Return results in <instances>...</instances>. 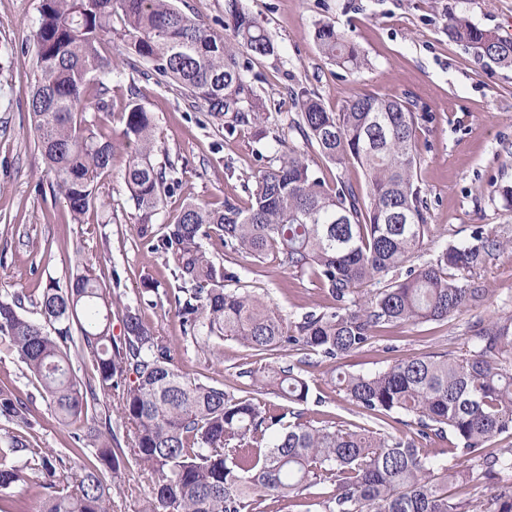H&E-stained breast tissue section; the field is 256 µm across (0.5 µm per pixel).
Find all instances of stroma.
<instances>
[{
    "label": "stroma",
    "instance_id": "stroma-1",
    "mask_svg": "<svg viewBox=\"0 0 512 512\" xmlns=\"http://www.w3.org/2000/svg\"><path fill=\"white\" fill-rule=\"evenodd\" d=\"M276 47L275 55L241 56L255 77L254 88L267 119L225 137L220 121L206 107L185 97L180 88L128 65L119 37L100 51L123 70L108 96L103 116L106 133L120 139L121 115L128 100L154 117L159 146L157 164L173 163L180 182L169 191L157 223L172 219L189 202L245 206L258 170L276 142L302 146L289 124L291 93H314L330 112L340 111L359 92L393 95L413 101L425 114L419 130L418 179L429 207L433 233L414 263L432 258L443 241H469L475 228L492 231L500 247L478 271L485 302L440 322L386 324L364 350L330 360L300 347L285 350L310 386L308 417L342 428L374 429L334 385L338 371L371 373L396 361L427 354H460L477 321L512 318V209L497 189L512 185V67L479 59L448 36L451 16L512 39V0H243ZM41 0H0V295L25 292L39 296L47 278L67 280L77 256L94 262L100 279L123 299H135L144 282L156 288L153 305L142 317L171 340L174 361L185 372H199L234 384L247 355L231 340L204 356L183 337L178 317L165 293L174 286L161 258L136 234L139 212L122 178L125 153H115L112 173L100 192L111 202L105 233L94 230L100 219L88 212L73 223L62 197L49 190L35 146L28 101L36 63L35 26ZM330 22L361 50L367 63L350 72L325 58L313 31ZM235 269L242 288L274 304L289 321L323 311L332 301L319 285L294 277L275 255L262 261L238 257ZM0 388L19 397L29 410L26 435L38 448H72L71 428L58 424L36 383L0 337Z\"/></svg>",
    "mask_w": 512,
    "mask_h": 512
}]
</instances>
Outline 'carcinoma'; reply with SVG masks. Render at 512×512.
<instances>
[{"label":"carcinoma","instance_id":"carcinoma-1","mask_svg":"<svg viewBox=\"0 0 512 512\" xmlns=\"http://www.w3.org/2000/svg\"><path fill=\"white\" fill-rule=\"evenodd\" d=\"M116 20L127 48L224 122L227 136L261 119L239 56L275 54L242 0H224L229 38L172 0H42L30 116L52 191L78 223L89 209L108 206L100 184L112 170L116 146L99 113L109 111L105 96L120 71L100 47ZM448 36L480 58L512 67V40L465 17L450 18ZM314 39L342 67L364 65L334 25L319 24ZM293 105L290 124L304 144L337 168L358 164L366 189L341 176L336 187H327L304 151L279 142L245 207L191 202L158 226L152 217L179 184L178 171L154 163L152 114L133 100L122 113L123 179L141 212L138 237L171 272L175 288L167 301L184 337L205 346L232 340L255 358L242 365L235 385L175 365L168 337L141 315L153 291L148 283L139 298L123 304V336H112V287L90 261L77 262L66 286L45 284L36 301L40 320L27 315L25 294L0 298V335L59 421L72 427L95 420L101 391L134 434L132 447L122 448L106 416L105 430H96L92 442L96 463L74 473L67 450L37 448L20 433H6L0 491L26 487L29 512H109L111 493L131 463L151 477L148 512H266L269 499L310 496L325 483L334 485L332 494L313 499L307 512H512V445L493 447L512 430V319L478 326L458 356L412 357L373 373L336 377L357 407L383 423L403 413L415 417L424 439L453 437L452 453L479 460L476 469L438 467L414 440L384 427L351 432L303 419L293 406L308 402V382L293 365L265 363L290 345L341 358L367 346L385 324L444 321L481 307L485 290L473 273L498 245L479 229L470 242L446 243L435 258L407 265L431 233L415 179L422 116L414 104L362 93L328 112L301 90L293 93ZM213 233L229 257L277 254L288 274L317 282L332 306L288 323L211 257L206 241ZM384 279L372 297L356 298L358 286ZM81 360L92 362L98 386L78 375L74 364ZM254 393L272 394L282 404L271 407ZM26 413L25 403L0 391V418L28 428ZM288 413L295 421L285 425ZM456 477L472 488L490 478L502 483L486 499L455 502L444 484ZM40 488L52 493L43 497Z\"/></svg>","mask_w":512,"mask_h":512}]
</instances>
